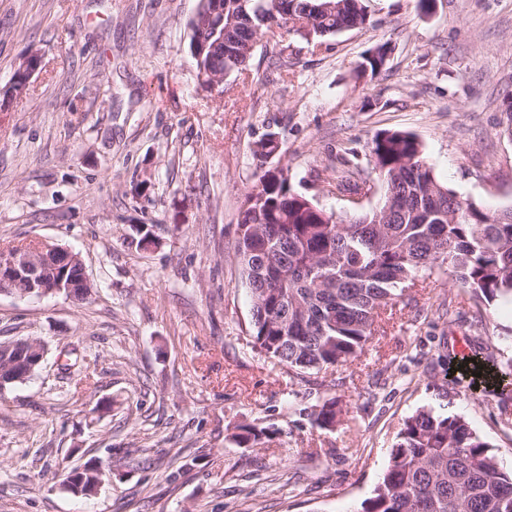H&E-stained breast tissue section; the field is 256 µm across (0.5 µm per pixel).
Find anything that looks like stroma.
I'll list each match as a JSON object with an SVG mask.
<instances>
[{"label":"stroma","instance_id":"1","mask_svg":"<svg viewBox=\"0 0 512 512\" xmlns=\"http://www.w3.org/2000/svg\"><path fill=\"white\" fill-rule=\"evenodd\" d=\"M198 0H0V90L30 54L26 94H0V251L53 241L80 253L92 297L0 293V339L37 336L49 365L0 393V512H360L403 421L461 416L512 469V302L482 306L445 279L406 290L383 330L323 385L289 383L252 351L235 259L255 142L294 191L348 210L340 157L382 130L413 133L437 178L486 209L512 207V0H366L370 26L292 36L287 80L264 43L244 73L201 84L189 63ZM375 77L356 65L377 43ZM145 194L133 197V184ZM152 224L158 247L130 246ZM482 313L480 333L467 320ZM486 359L472 362V343ZM335 396V426L309 413ZM278 429L240 447L237 425ZM112 462L94 498L59 463Z\"/></svg>","mask_w":512,"mask_h":512}]
</instances>
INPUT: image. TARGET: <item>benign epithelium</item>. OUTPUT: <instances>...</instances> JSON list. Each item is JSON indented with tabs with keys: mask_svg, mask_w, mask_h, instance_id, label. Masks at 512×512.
Listing matches in <instances>:
<instances>
[{
	"mask_svg": "<svg viewBox=\"0 0 512 512\" xmlns=\"http://www.w3.org/2000/svg\"><path fill=\"white\" fill-rule=\"evenodd\" d=\"M67 270L52 255L18 251L0 259V287L18 289L21 296L45 297L59 294L76 284L65 281Z\"/></svg>",
	"mask_w": 512,
	"mask_h": 512,
	"instance_id": "obj_1",
	"label": "benign epithelium"
}]
</instances>
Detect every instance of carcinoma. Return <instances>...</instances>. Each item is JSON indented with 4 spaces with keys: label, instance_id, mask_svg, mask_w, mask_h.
I'll use <instances>...</instances> for the list:
<instances>
[{
    "label": "carcinoma",
    "instance_id": "obj_1",
    "mask_svg": "<svg viewBox=\"0 0 512 512\" xmlns=\"http://www.w3.org/2000/svg\"><path fill=\"white\" fill-rule=\"evenodd\" d=\"M199 0L190 21L189 54L197 78L222 84L246 70L252 42L272 40L271 59L288 71V35L315 40L369 24L364 0ZM390 47L370 50L359 72L376 75ZM278 149L276 134L255 143L258 181L241 212L236 258L251 286L253 347L275 360L290 381L317 384L320 370L358 357L378 319L421 274L435 270L452 286L490 303L512 300V208L487 210L439 182L422 145L401 130L378 132L368 164L381 183L379 205L350 215L328 212L291 190L288 169H263ZM370 178L347 174L336 189L368 192ZM336 398L313 413L336 424ZM278 431L242 425L238 445L264 444ZM82 468L85 486L104 472ZM361 512H512V471L460 416L420 410L404 420L372 497Z\"/></svg>",
    "mask_w": 512,
    "mask_h": 512
}]
</instances>
